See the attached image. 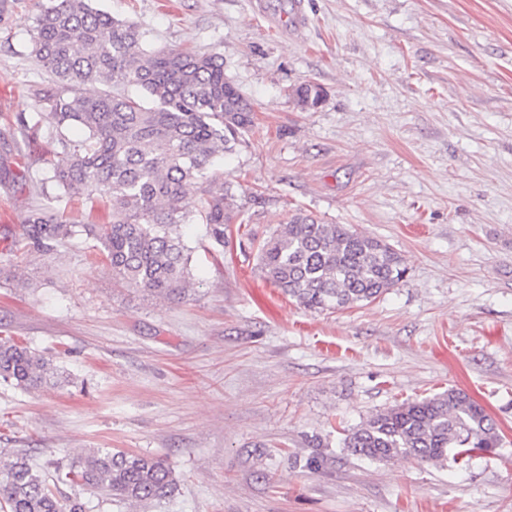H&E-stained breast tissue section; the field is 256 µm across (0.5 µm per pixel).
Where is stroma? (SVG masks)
Instances as JSON below:
<instances>
[{
    "mask_svg": "<svg viewBox=\"0 0 512 512\" xmlns=\"http://www.w3.org/2000/svg\"><path fill=\"white\" fill-rule=\"evenodd\" d=\"M45 2L0 23V336L68 380L0 386V448L48 474L99 448L163 459L178 489L146 512H512V0H96L153 46L222 53L255 104L215 170L238 216L220 244L183 225L193 285L172 300L122 285L84 237L53 254L22 240L47 199L104 217L46 182L61 148L28 128ZM307 82L326 92L311 110L290 97ZM299 212L382 240L406 276L369 304L306 310L258 262ZM452 388L500 448L466 465L344 448L372 414Z\"/></svg>",
    "mask_w": 512,
    "mask_h": 512,
    "instance_id": "stroma-1",
    "label": "stroma"
}]
</instances>
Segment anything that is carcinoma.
Here are the masks:
<instances>
[{
	"label": "carcinoma",
	"instance_id": "cac0c4a2",
	"mask_svg": "<svg viewBox=\"0 0 512 512\" xmlns=\"http://www.w3.org/2000/svg\"><path fill=\"white\" fill-rule=\"evenodd\" d=\"M29 43L49 75L36 97L61 147L46 180L64 195L101 201L106 217L101 224H76L48 203L34 205L22 238L46 254L84 235L127 287L167 300L186 293L191 257L181 225L200 220L222 242L235 206L229 185L197 200L188 198V186L213 181L217 153L232 150L253 125V102L224 74L222 54L148 51L138 23L113 17L93 0H50ZM94 82L103 88L83 91ZM126 85L144 97L119 92ZM70 127L82 128L84 138H66ZM258 260L275 287L314 312L370 303L406 273L383 241L303 213L263 242ZM60 380L50 360L0 337V384L35 390ZM500 441L485 409L450 389L373 414L343 447L373 461L427 463L455 448L466 464ZM55 482L95 489L129 507L170 499L178 487L162 461L110 448L57 467ZM0 512H85V505L77 498L61 502L26 450L3 448Z\"/></svg>",
	"mask_w": 512,
	"mask_h": 512
}]
</instances>
